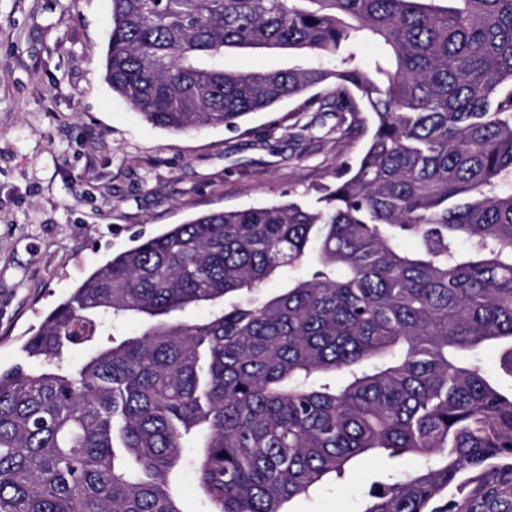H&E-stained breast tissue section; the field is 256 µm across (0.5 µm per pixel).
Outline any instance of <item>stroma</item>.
<instances>
[{"label":"stroma","instance_id":"stroma-1","mask_svg":"<svg viewBox=\"0 0 512 512\" xmlns=\"http://www.w3.org/2000/svg\"><path fill=\"white\" fill-rule=\"evenodd\" d=\"M108 0H0V368L26 362L45 316L112 254L210 209L288 200L315 206L368 132L336 134L299 100L232 129L155 127L112 93ZM305 52L248 50L238 70L313 65ZM418 460L367 457L287 512H361L374 482Z\"/></svg>","mask_w":512,"mask_h":512}]
</instances>
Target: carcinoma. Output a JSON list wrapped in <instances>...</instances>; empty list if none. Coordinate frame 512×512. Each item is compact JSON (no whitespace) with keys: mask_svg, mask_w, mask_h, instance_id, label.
I'll list each match as a JSON object with an SVG mask.
<instances>
[{"mask_svg":"<svg viewBox=\"0 0 512 512\" xmlns=\"http://www.w3.org/2000/svg\"><path fill=\"white\" fill-rule=\"evenodd\" d=\"M450 2L111 0L105 80L156 127L302 96L373 130L323 206L203 211L46 316L0 371V512H182L184 467L214 512H284L369 454L423 463L363 512H464L434 503L512 475V387L468 359L496 345L512 376V0ZM243 49L319 63L224 66ZM286 266L309 273L264 293Z\"/></svg>","mask_w":512,"mask_h":512,"instance_id":"carcinoma-1","label":"carcinoma"}]
</instances>
